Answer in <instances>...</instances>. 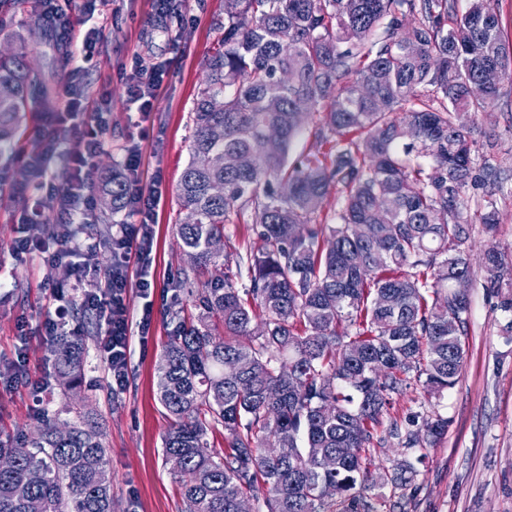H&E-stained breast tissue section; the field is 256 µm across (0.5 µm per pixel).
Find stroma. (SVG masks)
<instances>
[{"mask_svg":"<svg viewBox=\"0 0 512 512\" xmlns=\"http://www.w3.org/2000/svg\"><path fill=\"white\" fill-rule=\"evenodd\" d=\"M82 3L71 0L74 20L83 21L88 29H102L93 55L83 63L85 81L90 91L104 86L112 91L104 107L109 127L95 159L93 187L101 189L102 171L123 173L125 149L133 144L141 152L144 184L156 187L161 195L153 246L146 257L152 286L148 294L133 287L127 295L133 318H140L147 304L152 305L154 318L148 334L136 327L131 330L127 378L119 390L112 388L98 354V328L84 334L82 382L67 394L53 377L48 337L19 333V320L35 324L52 312L50 285L75 286L93 294L101 282L90 276L76 285L68 271L55 276L39 257L18 259L10 252L17 237L45 239L53 231L55 197L48 192L42 196L46 223L26 224L22 218L28 199L19 189L30 179L28 157L41 149L40 118L60 107L67 78L56 33L42 25L35 0H0V20L27 34L28 59L47 84L45 97L31 102L24 113L12 153L0 159V372H7L21 355L30 375L48 384L37 401L25 388L0 390V439L36 430V402L60 411L66 420L93 411L111 460L114 512H181L179 480L162 455L169 420L159 399L157 375L173 330L168 311L191 305L188 292L174 286L186 265L176 245L174 226L181 215L175 196L190 156L193 103L207 60L224 34V0H176L173 18L156 15L154 0H110L103 13L89 16ZM140 64H158L167 72L146 115L127 93V80ZM472 137L481 144L494 139L499 156L512 162V82H504L492 118H476ZM500 209L495 237L474 234L473 270H480L482 252L489 246L512 256V194L502 196ZM469 298L470 332L457 384L432 404L421 386H412L383 418L378 434L384 443L370 451L373 469L391 468L405 457L414 460L417 473L403 498H395L387 487L369 493L371 512H512V335H501L505 315L481 281H473ZM433 411L447 418L448 433L426 453L401 448L388 436V423L404 429L412 415Z\"/></svg>","mask_w":512,"mask_h":512,"instance_id":"1","label":"stroma"}]
</instances>
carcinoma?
<instances>
[{"label":"carcinoma","instance_id":"obj_1","mask_svg":"<svg viewBox=\"0 0 512 512\" xmlns=\"http://www.w3.org/2000/svg\"><path fill=\"white\" fill-rule=\"evenodd\" d=\"M414 16L417 22L407 24ZM512 79V40L491 0H224V39L193 107L190 159L177 189L181 253L194 256L191 311H169L158 366L170 419L165 464L182 512H369L368 492L404 489V458L382 473L366 452L393 397L412 383L433 398L462 371L473 278V225L500 224L494 192L512 165L488 143L475 159L472 116ZM44 91L24 58L0 57V156L12 150L29 98ZM311 112L298 118L295 103ZM323 159L290 160L304 129ZM101 206L118 212L116 175ZM336 193L335 223L321 206ZM253 212L256 241L224 242ZM246 270L237 287L224 273ZM483 287L512 314V261L483 253ZM83 338L51 340L57 375L81 381ZM239 372H224V363ZM224 428V453L203 451ZM66 429L60 436L56 429ZM448 419L389 434L403 448L436 445ZM336 457L328 470L324 457ZM0 512H112L98 426L45 411L36 432L1 444ZM333 485L332 497L323 494Z\"/></svg>","mask_w":512,"mask_h":512}]
</instances>
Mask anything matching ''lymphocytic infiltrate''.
Segmentation results:
<instances>
[{
  "label": "lymphocytic infiltrate",
  "mask_w": 512,
  "mask_h": 512,
  "mask_svg": "<svg viewBox=\"0 0 512 512\" xmlns=\"http://www.w3.org/2000/svg\"><path fill=\"white\" fill-rule=\"evenodd\" d=\"M61 50L63 62L69 67L65 101L59 112L45 116V148L30 161L34 175L32 191L52 185L49 164L58 148L59 139L63 136L71 138L66 176L60 185H53L60 219L49 241L19 237L13 241L11 249L17 255L38 253L50 267L54 266L59 256H67L71 273L79 282L96 272L95 267L84 260L85 254L94 249L95 243L92 238H80L76 227L91 221L93 198L90 184L94 159L104 146L105 121L102 105L91 106L87 103L80 82L81 69L73 64L71 42H64ZM89 110L94 113V126L86 131L82 128L81 116ZM138 168V150L133 147L127 150L124 160L128 186L123 208L130 220L120 224L111 237L112 262L103 274L100 292L85 295L82 300L76 301L63 290H55L54 313L42 325L44 335L68 334L72 331L69 313L73 308L81 306L97 313L103 321L98 349L112 383L119 387L125 382L129 350V316L124 297L129 288L136 287L145 293L151 287L144 258L151 247L159 204L155 188L142 185Z\"/></svg>",
  "instance_id": "obj_1"
}]
</instances>
